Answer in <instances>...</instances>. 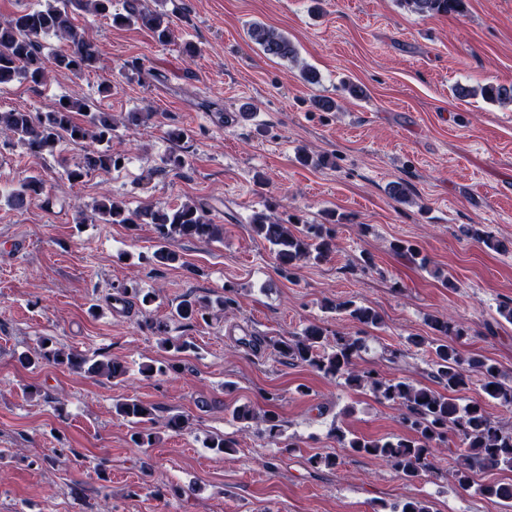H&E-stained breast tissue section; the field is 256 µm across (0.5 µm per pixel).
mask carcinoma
<instances>
[{
  "instance_id": "obj_1",
  "label": "carcinoma",
  "mask_w": 512,
  "mask_h": 512,
  "mask_svg": "<svg viewBox=\"0 0 512 512\" xmlns=\"http://www.w3.org/2000/svg\"><path fill=\"white\" fill-rule=\"evenodd\" d=\"M407 8L419 15H460L464 0H401ZM103 17L114 27L139 26L149 31L159 43L173 40L170 16L148 5V0H123L122 9L112 10V0H46L40 8L19 11L0 21V86L14 81H26L42 86L49 79L50 70L82 74L99 68L101 52L89 35L87 26L77 24V16ZM249 39L263 53L277 59L296 61L297 50L282 31L264 23H253ZM53 36L63 41L65 48L49 59L42 55V41ZM482 98L491 103H512V86L486 84L480 88ZM143 112H128L120 119L109 112H93L87 103L75 95L57 99L45 112L0 111V137L17 142L35 154H53L61 142L82 145L88 141L103 145L101 149L85 152L80 161L65 169L66 177L75 183L97 170L109 171L126 160V151L112 145L113 132L118 124L137 126L148 118ZM45 195L42 179L23 178L7 195L8 203L22 208ZM95 210L107 224H152L159 247L155 260L168 265L178 260L177 253L167 244L172 240L210 242L223 235V228L213 224L204 208L192 201L169 209L145 207L131 210L122 201L108 198ZM336 212H326L324 224H299L293 217L272 220L263 213L251 220L252 232L269 245L277 269L292 274L300 261L316 263L327 260L336 250ZM459 232L481 243L494 252L507 250L506 244L487 231L473 225H462ZM392 251L407 261L428 266L427 259L413 245L396 240ZM209 301L187 294L177 304L173 317L188 323L207 320ZM330 309L348 316L361 325L379 328V313L353 300L334 303ZM430 327L437 336L460 338L466 335L464 326L450 320L432 318ZM325 332L316 324L307 325L301 333L289 340L273 343L277 352L291 363L310 367L326 377L344 380L350 388H367L382 402L396 403L404 408L402 423L409 431L406 436L369 439L341 427L334 429L336 441L354 454L366 455L392 466L410 482H416L434 469V452L448 442L451 435L461 443L458 464L453 472L456 483L467 488L474 476L484 470L512 469V430L501 427L485 409L481 400L464 405L451 394L466 388L474 373L482 377V392L488 400L504 407H512V384L503 380V373L487 359H467L449 341L434 348L432 377L440 389L419 385L407 378H388L377 369L359 370L356 360L364 339L360 336L336 335L334 345L326 347ZM52 338L40 341L37 355L57 366L83 370L108 378L126 374V367L117 359L96 360L86 355L65 352L51 345ZM117 415L142 429L132 435L133 443L142 448L153 442V433L145 424L154 421V408L137 399H126L115 405ZM233 420L239 423L256 421L268 439L288 449L294 444L283 437L278 416L272 411H256L249 404L231 410ZM487 497L512 501V485L491 483L482 487ZM374 512H431L429 502L415 496L396 503H381Z\"/></svg>"
}]
</instances>
